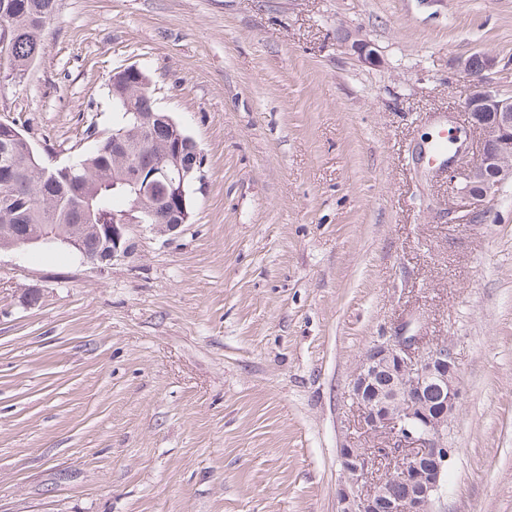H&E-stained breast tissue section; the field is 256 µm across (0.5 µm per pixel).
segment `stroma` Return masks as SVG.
I'll return each instance as SVG.
<instances>
[{"label":"stroma","instance_id":"stroma-1","mask_svg":"<svg viewBox=\"0 0 512 512\" xmlns=\"http://www.w3.org/2000/svg\"><path fill=\"white\" fill-rule=\"evenodd\" d=\"M478 53L512 97V0H57L0 120L65 162L135 65L204 166L189 224L104 269L0 251V512H340L348 383L408 316L460 366L438 512H512V182L470 224L415 159L478 153ZM338 40L341 47L360 62L372 66L381 63L377 48L370 41L361 38L358 32L340 29Z\"/></svg>","mask_w":512,"mask_h":512}]
</instances>
